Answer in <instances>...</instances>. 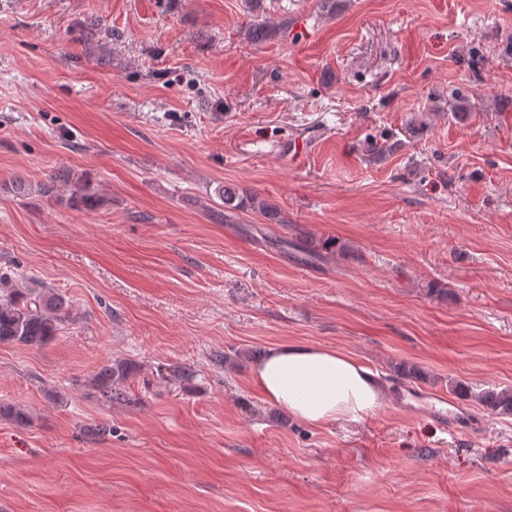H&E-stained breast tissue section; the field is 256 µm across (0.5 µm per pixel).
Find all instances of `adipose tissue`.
I'll use <instances>...</instances> for the list:
<instances>
[{
  "instance_id": "obj_1",
  "label": "adipose tissue",
  "mask_w": 512,
  "mask_h": 512,
  "mask_svg": "<svg viewBox=\"0 0 512 512\" xmlns=\"http://www.w3.org/2000/svg\"><path fill=\"white\" fill-rule=\"evenodd\" d=\"M252 377L268 401L311 426L364 418L386 399L378 376L335 348L270 346L253 365Z\"/></svg>"
}]
</instances>
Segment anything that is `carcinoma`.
Segmentation results:
<instances>
[{
	"label": "carcinoma",
	"mask_w": 512,
	"mask_h": 512,
	"mask_svg": "<svg viewBox=\"0 0 512 512\" xmlns=\"http://www.w3.org/2000/svg\"><path fill=\"white\" fill-rule=\"evenodd\" d=\"M254 41H264L276 36L275 29L263 22L255 21L246 29ZM69 186L66 205L93 212L103 203V197L83 177H68ZM219 197L224 208L210 210V218L217 224L229 222L234 212L250 209L275 223H280L278 212L258 194L239 191L230 185L224 186ZM72 318L69 302L58 292L40 284H18L9 271H0V343H19L27 346H43L49 343L58 331V325ZM135 365L128 361L109 362L98 369L92 377V385L101 397L109 402L126 400L125 383L134 374ZM452 391L460 397L473 398L497 415L512 416V389H480L457 382ZM0 417L26 425L31 421L29 412L17 405L0 404Z\"/></svg>",
	"instance_id": "obj_1"
}]
</instances>
